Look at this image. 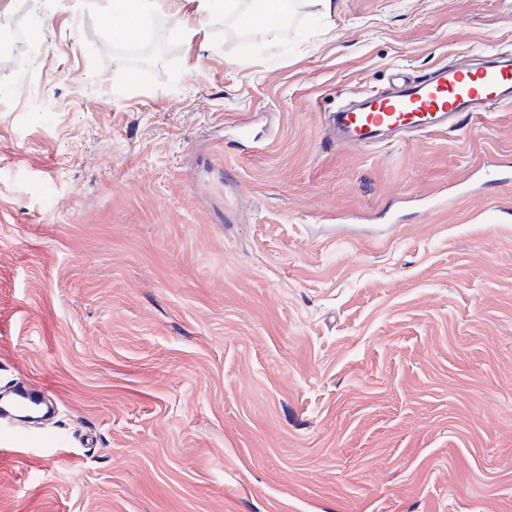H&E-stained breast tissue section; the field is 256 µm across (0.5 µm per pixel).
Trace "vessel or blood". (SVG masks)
<instances>
[{"label": "vessel or blood", "mask_w": 512, "mask_h": 512, "mask_svg": "<svg viewBox=\"0 0 512 512\" xmlns=\"http://www.w3.org/2000/svg\"><path fill=\"white\" fill-rule=\"evenodd\" d=\"M512 102V56L486 53L467 70L443 65L428 78L405 82L388 94H372L333 112L330 127L340 143H372L389 135L444 132L450 119ZM49 411L41 385L0 398V417L23 420L31 410Z\"/></svg>", "instance_id": "vessel-or-blood-1"}]
</instances>
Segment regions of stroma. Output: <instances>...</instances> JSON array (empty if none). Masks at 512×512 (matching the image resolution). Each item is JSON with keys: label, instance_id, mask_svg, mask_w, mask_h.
I'll list each match as a JSON object with an SVG mask.
<instances>
[{"label": "stroma", "instance_id": "obj_1", "mask_svg": "<svg viewBox=\"0 0 512 512\" xmlns=\"http://www.w3.org/2000/svg\"><path fill=\"white\" fill-rule=\"evenodd\" d=\"M38 0L0 112V512H512V105L328 140L351 97L512 54V0H300L277 39ZM158 0H110V27L112 38L126 42L138 33L140 21L153 13ZM112 17L119 18L112 24ZM46 386L36 385L28 388L16 389L8 397L1 395L0 417L12 418L24 422V418L31 409H39L44 412L50 411V406L45 395Z\"/></svg>", "mask_w": 512, "mask_h": 512}]
</instances>
